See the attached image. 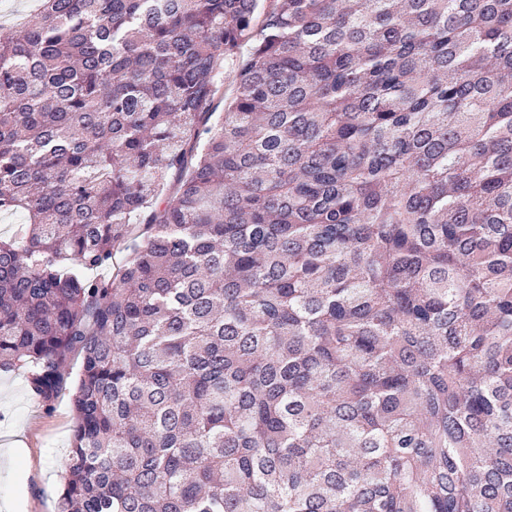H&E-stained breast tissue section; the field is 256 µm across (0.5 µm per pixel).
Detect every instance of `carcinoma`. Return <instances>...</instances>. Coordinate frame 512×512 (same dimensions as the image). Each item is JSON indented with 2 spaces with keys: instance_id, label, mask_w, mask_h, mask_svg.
I'll list each match as a JSON object with an SVG mask.
<instances>
[{
  "instance_id": "1",
  "label": "carcinoma",
  "mask_w": 512,
  "mask_h": 512,
  "mask_svg": "<svg viewBox=\"0 0 512 512\" xmlns=\"http://www.w3.org/2000/svg\"><path fill=\"white\" fill-rule=\"evenodd\" d=\"M16 30L0 368L49 403L83 354L58 512H512V0Z\"/></svg>"
}]
</instances>
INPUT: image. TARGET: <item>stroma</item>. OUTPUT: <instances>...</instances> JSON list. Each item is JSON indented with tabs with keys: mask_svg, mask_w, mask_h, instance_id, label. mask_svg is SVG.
<instances>
[{
	"mask_svg": "<svg viewBox=\"0 0 512 512\" xmlns=\"http://www.w3.org/2000/svg\"><path fill=\"white\" fill-rule=\"evenodd\" d=\"M81 363L79 354L71 355L48 404L31 390L24 370L0 369V512H58Z\"/></svg>",
	"mask_w": 512,
	"mask_h": 512,
	"instance_id": "1",
	"label": "stroma"
}]
</instances>
